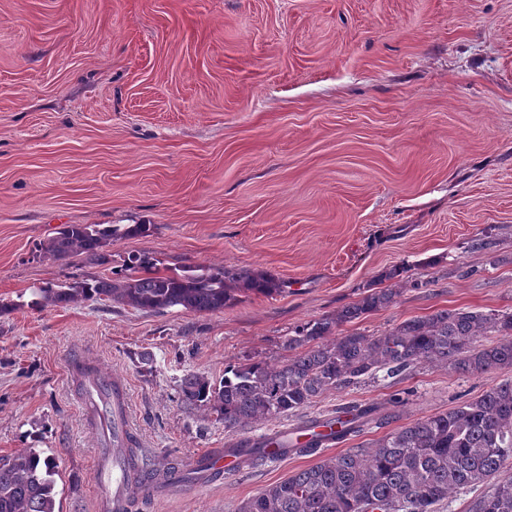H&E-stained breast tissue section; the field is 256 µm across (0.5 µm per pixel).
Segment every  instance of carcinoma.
Returning a JSON list of instances; mask_svg holds the SVG:
<instances>
[{
    "instance_id": "carcinoma-1",
    "label": "carcinoma",
    "mask_w": 512,
    "mask_h": 512,
    "mask_svg": "<svg viewBox=\"0 0 512 512\" xmlns=\"http://www.w3.org/2000/svg\"><path fill=\"white\" fill-rule=\"evenodd\" d=\"M149 224H67L38 245L45 258H84L109 263L106 247L129 236L145 235ZM128 269L139 275L97 276L70 285L46 283L33 289L36 306H67L110 300L139 310L222 312L237 292L269 295L282 284L272 275L227 266L184 267L161 273L153 259L134 256ZM396 295L389 286L374 288L332 318L307 322L285 342L289 355L280 365L265 361L224 366L212 382L190 374L183 381L186 401L224 420L235 432L302 410L330 389H343L378 372L396 377L419 364L452 366L464 373L491 368L506 377L481 396L386 434L370 448H350L270 485L240 507V512H436L461 489L483 487L470 512H512V313L466 308L440 310L407 319L391 330L368 336L338 328L388 306ZM489 332L499 340L482 345ZM387 417L377 407H340L336 415L313 420L327 439L341 443ZM321 439L265 435L234 448L248 466L278 448L283 456L309 455ZM55 459L29 448L0 457V512H56Z\"/></svg>"
}]
</instances>
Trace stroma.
Listing matches in <instances>:
<instances>
[{"label": "stroma", "instance_id": "obj_1", "mask_svg": "<svg viewBox=\"0 0 512 512\" xmlns=\"http://www.w3.org/2000/svg\"><path fill=\"white\" fill-rule=\"evenodd\" d=\"M67 224H149L108 264L39 259ZM228 266L283 282L224 311L112 301L31 306L33 287ZM402 268L393 303L343 332L438 310L512 312V0H0V456L57 463L60 512H106L112 447L76 363L124 380L128 433L154 468L339 407L386 424L307 456L131 497L129 512H239L318 461L481 395L498 370L420 364L330 390L237 432L187 404L194 373L288 357L296 327Z\"/></svg>", "mask_w": 512, "mask_h": 512}]
</instances>
